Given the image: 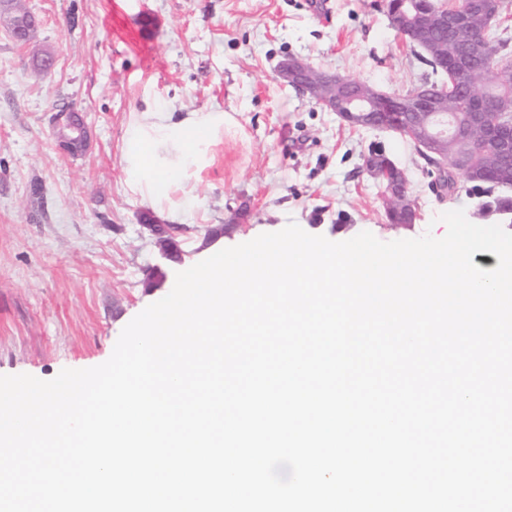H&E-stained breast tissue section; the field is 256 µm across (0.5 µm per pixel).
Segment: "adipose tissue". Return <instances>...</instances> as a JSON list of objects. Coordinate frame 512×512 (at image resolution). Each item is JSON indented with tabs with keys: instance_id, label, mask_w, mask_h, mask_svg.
Instances as JSON below:
<instances>
[{
	"instance_id": "1",
	"label": "adipose tissue",
	"mask_w": 512,
	"mask_h": 512,
	"mask_svg": "<svg viewBox=\"0 0 512 512\" xmlns=\"http://www.w3.org/2000/svg\"><path fill=\"white\" fill-rule=\"evenodd\" d=\"M223 126L220 112H193L176 123L164 112L144 113L128 133L124 158L128 183L156 204L166 203L171 186L199 166Z\"/></svg>"
}]
</instances>
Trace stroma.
<instances>
[{
	"label": "stroma",
	"instance_id": "obj_1",
	"mask_svg": "<svg viewBox=\"0 0 512 512\" xmlns=\"http://www.w3.org/2000/svg\"><path fill=\"white\" fill-rule=\"evenodd\" d=\"M384 0H26L39 25L30 45L0 26V375L42 380L107 361L122 329L175 284L140 215L176 227L185 266L208 248L298 224L345 241L371 232L412 239L461 209L477 222L468 182L438 199L413 145L354 128L283 84L286 56L403 94L428 69L390 26ZM51 48L50 75L32 66ZM74 106L91 129L87 152L63 153L51 115ZM220 112L206 163L155 211L125 174L123 148L141 113ZM383 144L410 182L419 217L395 229L362 156ZM245 226L223 233L240 207Z\"/></svg>",
	"mask_w": 512,
	"mask_h": 512
}]
</instances>
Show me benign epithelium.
<instances>
[{
    "label": "benign epithelium",
    "instance_id": "obj_1",
    "mask_svg": "<svg viewBox=\"0 0 512 512\" xmlns=\"http://www.w3.org/2000/svg\"><path fill=\"white\" fill-rule=\"evenodd\" d=\"M466 10H450L446 7L430 11L415 20L411 27L406 26V13L400 8L388 18L391 27L399 34L412 33V40L426 49L434 37L452 33H463L468 28V17L481 13L486 17L487 26L495 25L500 10L489 7V0H466ZM36 32L34 18L27 12H16L9 33L15 39L28 42ZM468 58L459 56L453 59L442 57L435 66L448 76V84L443 87L428 88L422 85L409 94L401 96L389 94L378 88H365L362 83L340 74H321L305 61L290 56L280 62L277 70L279 80L300 94L315 100L325 109L332 111L349 125H362L383 131H393L387 117L380 116V106L385 102L401 99L406 106L400 115L409 116L414 112H428L433 119L431 126L418 131L416 146L421 155L440 164V147L448 135L465 137V133L454 127L448 128V113L445 101L448 96H462L471 102L473 118L482 123L490 117L498 123L501 132L500 162L509 160L512 154V100L490 95L475 85L465 75L476 76L479 70L467 64ZM53 134L59 145L70 153H79L88 144V128L79 113L71 108L53 113Z\"/></svg>",
    "mask_w": 512,
    "mask_h": 512
}]
</instances>
